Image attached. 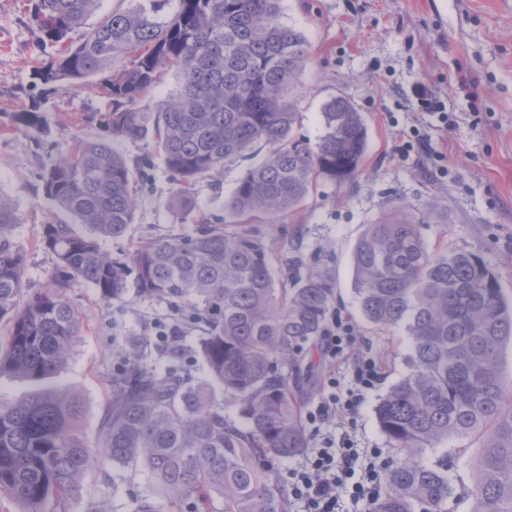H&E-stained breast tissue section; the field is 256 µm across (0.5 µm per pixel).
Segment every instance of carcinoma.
I'll return each instance as SVG.
<instances>
[{
    "label": "carcinoma",
    "mask_w": 512,
    "mask_h": 512,
    "mask_svg": "<svg viewBox=\"0 0 512 512\" xmlns=\"http://www.w3.org/2000/svg\"><path fill=\"white\" fill-rule=\"evenodd\" d=\"M282 0H128L124 9L86 20L101 0H35L30 14L39 43L56 46L33 78L40 98L100 74L109 109L82 117L105 135L61 150L41 177L42 191L73 224L43 225L57 260L49 288L21 309V253L8 244L17 216L0 197V375L33 385L0 401V495L43 512L50 498L75 495L93 462L146 473L152 491L135 512H287L269 461L306 447L300 404L288 384L290 365L323 335L335 299V277L313 269L289 283L283 263L250 227L298 210L319 183L343 186L361 167L367 131L343 97L324 110L314 142L295 134L290 89L310 54L300 32L280 19ZM129 62L116 67L118 60ZM177 78V89L151 109L142 101ZM39 132L37 105L14 113ZM152 147L177 178L171 206L200 209L189 187L225 168L258 143L266 156L245 169L224 202L227 224H195L177 236L139 240L114 257L98 240L125 237L140 203L134 169L121 143ZM419 219L403 211L370 225L353 253L355 293L363 320L396 329L409 341V372L376 408L383 434L400 456L385 475L373 512H448V464L422 454L450 438L475 472L471 512H512V396L500 350L512 343V299L491 265L473 251L430 248ZM86 282L107 303L134 294L168 301L200 325L197 353L206 376L196 380L181 353L158 373L144 362L146 344L118 348L110 402L97 445L77 424L82 399L48 385L66 365L81 330L68 290Z\"/></svg>",
    "instance_id": "obj_1"
}]
</instances>
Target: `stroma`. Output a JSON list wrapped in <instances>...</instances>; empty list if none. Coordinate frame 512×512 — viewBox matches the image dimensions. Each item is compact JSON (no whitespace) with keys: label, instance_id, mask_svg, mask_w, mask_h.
Wrapping results in <instances>:
<instances>
[{"label":"stroma","instance_id":"35a3bbf8","mask_svg":"<svg viewBox=\"0 0 512 512\" xmlns=\"http://www.w3.org/2000/svg\"><path fill=\"white\" fill-rule=\"evenodd\" d=\"M30 9L31 0H0V196L15 206L18 222L9 241L26 260V287L16 299L20 306L50 282L55 259L41 243L42 229L63 217L45 197L39 176L57 151L98 137V128L79 124V116L107 109L92 83L80 81L43 103L40 132L14 123V112L32 99L34 62L55 51L49 44L36 48ZM280 20L311 45V60L291 92L299 108L297 132L317 140L323 105L338 95L355 105L368 132L367 153L353 183L321 184L296 213L260 226L286 260L298 258L304 267L331 271L335 313L354 327L345 356L332 361L320 356L317 346H306L288 382L306 409L318 401L327 371H335L340 389L347 390L354 386L351 357L378 359L384 380L354 417H339L317 430L305 427L304 434L311 448L325 436L347 434L358 447L382 449L391 462L397 451L378 427L376 406L405 375L407 345L400 333L361 320L354 248L369 224L404 210L421 216L418 232L429 246L477 251L498 273L505 294L512 295V0H282ZM242 169L238 163L194 185L210 223L224 222V201ZM176 189L160 162L148 166L129 238L102 240V249L118 255L130 240L187 231L167 206ZM69 299L82 316V329L54 385L83 397L80 433L93 446L111 396L108 377L118 361L113 347L147 340V362L161 371L169 364V347L195 349L201 331L176 322L164 301L106 303L83 282L72 285ZM464 445L452 439L423 453L432 463L445 457L453 462L449 475L455 491L448 512L472 508L467 495L472 469L457 454ZM147 490L145 474L95 464L83 475L77 495L49 500L43 512H133Z\"/></svg>","mask_w":512,"mask_h":512}]
</instances>
